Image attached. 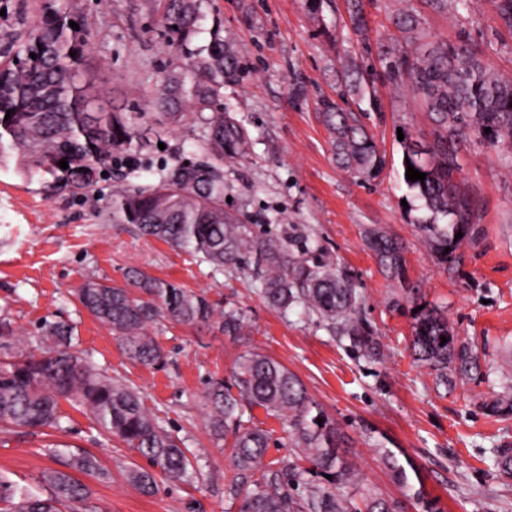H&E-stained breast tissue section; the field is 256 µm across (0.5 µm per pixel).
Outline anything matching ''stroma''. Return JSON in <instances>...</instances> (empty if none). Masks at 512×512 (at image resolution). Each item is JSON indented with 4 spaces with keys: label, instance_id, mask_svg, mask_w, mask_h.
Segmentation results:
<instances>
[{
    "label": "stroma",
    "instance_id": "1",
    "mask_svg": "<svg viewBox=\"0 0 512 512\" xmlns=\"http://www.w3.org/2000/svg\"><path fill=\"white\" fill-rule=\"evenodd\" d=\"M409 3L421 11L429 37H469L492 70L512 77V34L491 0H475L465 18L427 10L424 0H364L368 31L362 35L351 26L345 0H332L316 17L302 0H205L195 39L206 43L218 20L238 53L241 78L225 85L220 106L247 129L252 147L224 166L228 210L255 232L287 240L291 253L321 254L349 273L360 315L379 340L376 355L358 353L332 324L302 308L283 314L268 306L253 258L216 273L190 253L143 236L135 225L113 223L110 179H101L95 199L85 201L65 191L46 194L38 179L2 166L0 312L15 332L32 339L43 321L73 324L78 350L138 389L165 427L200 455L201 472L189 482L160 479L155 495H143L125 473L141 457L69 407L57 430L0 429V471L36 486L43 470L58 465L49 446L64 444L94 453L107 471V478L88 481L100 512H238L230 493L237 472L205 430L203 395L211 375L230 376L238 357L254 350L295 373L335 419L361 482L402 497L377 453L384 446L413 463L427 498L443 512H512V481L499 478L493 467L495 449L512 446V416L484 407L512 379V172L504 165L512 146L475 140L463 154L462 185L482 202L479 240L462 246L448 267L425 243L419 227L425 211L402 179L398 130L430 126L410 85L395 88L377 79L363 95L347 98L386 153L378 179L364 181L338 166L320 117L319 101L335 97L344 65L355 61L380 70L378 44L392 16ZM73 4L74 17L91 23L90 52L105 99L123 112L150 111L165 71L177 61L152 0ZM200 132L187 123L165 136L163 147L136 155V170L121 169V176L151 182L164 166L198 160ZM373 229L405 245L406 288L367 248L365 236ZM131 268L239 308L245 335L163 321L155 335L168 354L165 366L133 362L107 327L76 308L73 297L85 279L120 284ZM421 306L438 308L459 336L485 347L483 377L444 387L414 362L408 345L413 312Z\"/></svg>",
    "mask_w": 512,
    "mask_h": 512
}]
</instances>
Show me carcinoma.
Listing matches in <instances>:
<instances>
[{"label": "carcinoma", "mask_w": 512, "mask_h": 512, "mask_svg": "<svg viewBox=\"0 0 512 512\" xmlns=\"http://www.w3.org/2000/svg\"><path fill=\"white\" fill-rule=\"evenodd\" d=\"M154 2L184 62L167 70L150 112H115L101 103L87 29L82 23L77 30L70 27L74 17L66 0H46L26 32L0 42V163L15 161L21 173L42 180L50 193L62 190L86 197L102 173L110 174L113 166L129 160L128 152H140L150 137L170 134L194 120L206 129L201 143L208 155L205 166L166 167L154 183L119 190L112 195V221L135 224L142 234L191 252L215 272L245 253L255 255L260 292L270 306L286 313L299 304L336 325L353 347L374 354L379 343L358 317L357 293L348 275L320 257L290 254L288 242L267 240L224 209V162L239 159L251 144L246 129L217 110L224 85L240 79L238 57L224 41L219 21L213 22L205 44H194L204 0ZM425 2L436 13L470 10L468 0ZM493 4L512 33V0ZM346 11L354 31L368 30L363 0H346ZM394 25V46L379 49L380 77L395 87L409 83L428 114V150L417 155L411 148L413 136L405 135L401 164L426 174L422 182L404 183L427 211L420 224L425 241L446 265L478 233L479 198L459 186L460 153L474 137L492 146L512 144V78L490 69L474 43L428 38L423 16L415 10L401 11ZM363 81L357 66H346L339 97L360 93ZM321 108L337 163L367 180L376 179L386 166V154L357 113L332 98L322 99ZM62 159L68 162L65 170L58 166ZM459 232L462 237L457 239ZM367 246L395 279H405L402 242L372 231ZM75 300L110 328L129 359L148 367L167 359L150 331L161 319L181 325L213 323L226 336H242L247 327L239 309L136 268L125 273L122 285L85 280ZM40 330L36 347L16 337L8 315L0 314L1 427L57 429L65 402L148 461L147 468L128 469V479L141 493L152 495L158 489L157 468L174 481L192 478L194 460L182 440L146 407L137 389L105 375L75 350L71 324L46 320ZM410 352L445 386L481 369L478 347L458 336L434 307L415 314ZM204 405L206 428L215 439L230 441L231 463L246 480L234 490L238 512H405L403 500L356 483L336 421L279 361L256 351L241 355L229 378L210 377ZM255 408L282 422L288 447L310 467L290 460L277 468L264 465L271 436L256 421ZM50 451L64 458L63 468L43 471L38 492L0 474V512H97L85 507L92 492L80 476L106 477L98 458L67 445L61 449L55 444ZM379 454L405 497L425 502L427 512H441L410 483L394 451L381 448ZM494 465L500 476L512 479V448L497 449Z\"/></svg>", "instance_id": "1"}]
</instances>
